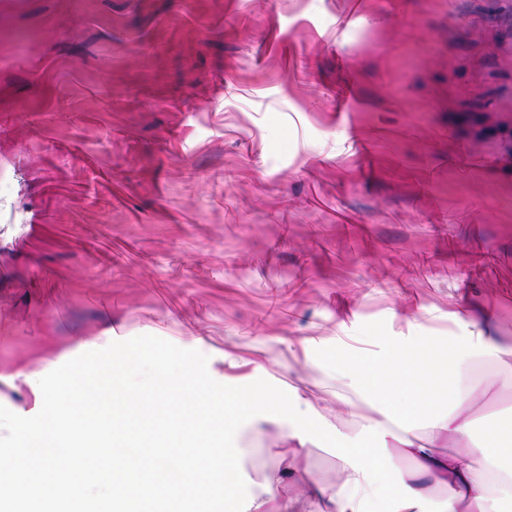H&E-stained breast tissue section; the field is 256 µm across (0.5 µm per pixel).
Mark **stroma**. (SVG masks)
I'll return each instance as SVG.
<instances>
[{"mask_svg": "<svg viewBox=\"0 0 512 512\" xmlns=\"http://www.w3.org/2000/svg\"><path fill=\"white\" fill-rule=\"evenodd\" d=\"M459 308L512 342V0H0L1 399L108 320L351 437L323 353ZM476 365L467 410L511 406ZM241 444L245 489L290 446Z\"/></svg>", "mask_w": 512, "mask_h": 512, "instance_id": "stroma-1", "label": "stroma"}]
</instances>
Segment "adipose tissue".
<instances>
[{
	"label": "adipose tissue",
	"mask_w": 512,
	"mask_h": 512,
	"mask_svg": "<svg viewBox=\"0 0 512 512\" xmlns=\"http://www.w3.org/2000/svg\"><path fill=\"white\" fill-rule=\"evenodd\" d=\"M450 317L468 334L445 348L406 336L326 352L327 375L346 390L337 403L368 410L350 439L322 423L298 387L285 394L271 387L267 368L257 360L224 354L229 372L218 375L198 358V337L162 343L148 356L116 351L108 326L77 342L72 354L93 349L109 357L104 375L112 389V435L105 444L112 449L113 469L136 458V479L145 489L132 494L112 483L109 512H143L147 498L162 501L163 512H184L189 494L198 512H209L215 500L221 512H373L378 455L385 448L401 449L413 462L385 490V512H423L436 489L437 512H502L503 502H512V414L487 418L476 438L475 418L460 405L474 393L463 373L466 364L486 356L512 368V344L460 312ZM63 362L60 354L43 358L29 385L31 408L0 414V474L8 476L24 512H60L62 486L91 484L72 451L96 434L99 387L94 373L80 367L59 381ZM267 424L286 426L301 447L314 437L326 443L341 466L342 482L324 485L297 465L289 472L269 471L242 491L237 436L245 428L261 432ZM446 444L451 452H443ZM292 474L309 489L305 499L286 492Z\"/></svg>",
	"instance_id": "adipose-tissue-1"
}]
</instances>
